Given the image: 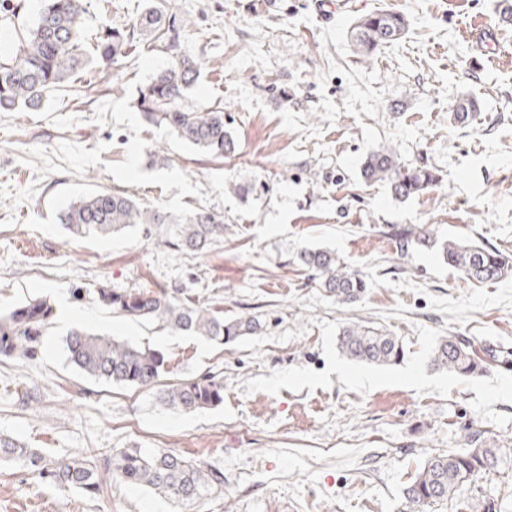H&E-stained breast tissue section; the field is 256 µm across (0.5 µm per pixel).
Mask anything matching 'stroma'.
<instances>
[{"mask_svg":"<svg viewBox=\"0 0 512 512\" xmlns=\"http://www.w3.org/2000/svg\"><path fill=\"white\" fill-rule=\"evenodd\" d=\"M85 44L146 7L174 18L201 61L186 99L221 107L234 156L199 153L146 123L138 86L166 66V44L141 38L110 69L78 75L37 112H0V311L30 297L69 303L38 357L0 359V434L59 459L136 445L174 450L224 472V493L189 512H412L404 490L429 455L467 430L508 449L505 464L425 512H512V279L471 283L444 262L448 239L512 255V0H89ZM403 13L404 38L357 56L362 15ZM477 100L476 121L454 120ZM392 147L440 182L395 200L361 176ZM163 161L153 164L151 153ZM125 191L177 216H224V237L199 252L163 245L162 228L72 237L59 211L78 195ZM426 228L430 247L400 251L394 231ZM330 249L369 287L336 301L295 256ZM179 292L261 331L219 345L112 314L69 290ZM383 327L405 345L378 367L344 357L346 324ZM161 350L171 379L224 377L221 405L191 413L152 391L99 383L66 362L70 329ZM456 334L490 356L486 373L433 369L437 339ZM39 389L29 403L28 391ZM0 512H179L150 489L104 477V491L45 485L0 463Z\"/></svg>","mask_w":512,"mask_h":512,"instance_id":"1","label":"stroma"}]
</instances>
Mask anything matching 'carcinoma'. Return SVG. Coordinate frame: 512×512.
Wrapping results in <instances>:
<instances>
[{
    "label": "carcinoma",
    "instance_id": "carcinoma-1",
    "mask_svg": "<svg viewBox=\"0 0 512 512\" xmlns=\"http://www.w3.org/2000/svg\"><path fill=\"white\" fill-rule=\"evenodd\" d=\"M86 0H43L35 22L18 40L12 52L0 58V110H37L52 92L66 87L77 75L98 72L141 37L168 42L179 47V34L162 23V14L147 8L123 27L104 26L96 49L90 53L84 44ZM403 15L389 10L366 15L355 22L353 37L360 53L369 56L393 44L406 34ZM200 75L199 60L182 52L158 70L136 93L137 109L143 119L164 127L182 142L215 158L234 155L236 137L224 127V111L219 107L191 109L184 105ZM478 112L476 102L459 104L455 118L471 122ZM368 182L386 183L392 195L406 200L422 194L438 182V176L425 166L405 167L394 153L381 148L370 152L362 164ZM60 223L78 238L105 237L140 224L170 225L164 243L179 252L200 251L224 237V216L199 209L174 216L158 208L142 206L120 190H99L79 196L59 214ZM400 249L430 243L424 229H403L395 234ZM445 263L460 278L479 283L498 282L512 277V259L496 249L450 239L441 246ZM299 263L319 275L326 290L336 299L352 301L367 288L365 278L349 269L333 251L305 247L297 255ZM71 299L80 302L93 297L112 313L134 320L157 322L171 330L188 332L224 345L257 334L262 325L254 317L224 318L218 309L189 304L167 294L144 291H117L98 288H71ZM56 315L54 304L45 298L29 299L0 315V357L31 361L38 356L42 337ZM337 345L347 358L361 363L389 366L403 358L402 340L382 329L359 324L342 327ZM67 359L84 375L94 379L138 388H158L162 405L194 412L224 402V377L213 373L189 376L164 383L163 354L111 336L72 329L66 338ZM436 369L463 377L486 372L465 339L456 335L436 341L430 356ZM502 451L488 447L479 431L461 437L459 449L432 454L424 459L411 477L405 495L413 508L453 500L463 486L496 470ZM0 462H10L38 475L50 484L100 493L102 469L112 471L126 483L148 488L187 507L224 492V472L197 463L178 452L148 451L128 446L115 448L106 463L81 456L47 459L35 448L0 435Z\"/></svg>",
    "mask_w": 512,
    "mask_h": 512
}]
</instances>
